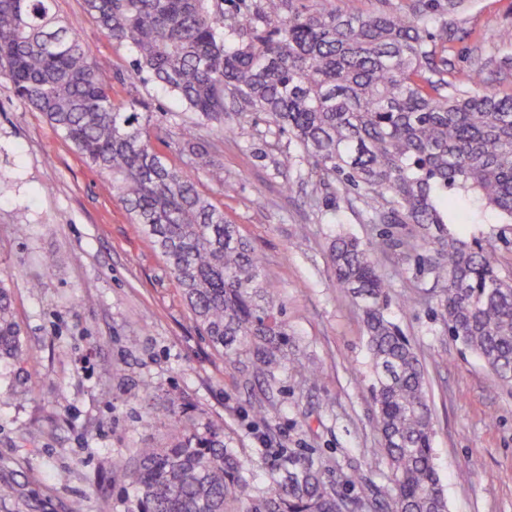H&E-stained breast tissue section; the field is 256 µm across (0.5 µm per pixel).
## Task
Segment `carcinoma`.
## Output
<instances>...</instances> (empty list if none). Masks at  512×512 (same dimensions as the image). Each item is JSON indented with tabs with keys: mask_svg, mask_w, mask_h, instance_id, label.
Wrapping results in <instances>:
<instances>
[{
	"mask_svg": "<svg viewBox=\"0 0 512 512\" xmlns=\"http://www.w3.org/2000/svg\"><path fill=\"white\" fill-rule=\"evenodd\" d=\"M84 0L89 16L195 116L232 133L261 112L297 151L285 168L307 165L384 201L395 224H412L417 262L442 284L437 309L449 335L512 383V278L494 246L444 232L448 191L471 200L468 223L494 211L512 224V94L433 81L430 27L422 10L355 13L329 0ZM54 0H0V89L45 115L104 176L137 232L164 257L192 315L225 358L273 387L282 373H312L289 349L279 304L261 284L258 257L237 225L196 187L213 165L192 129L181 133L186 167L152 147L153 113L136 96L112 98L109 66L53 12ZM392 246L339 234L330 258L336 285L359 298L372 362L376 428L394 495L362 500L349 476L331 484L290 453L272 464L268 489L183 398H170L166 448H139L112 479L134 488L138 512H448L433 463L425 368L387 317L389 285L374 260ZM20 329L0 282V359L21 360Z\"/></svg>",
	"mask_w": 512,
	"mask_h": 512,
	"instance_id": "carcinoma-1",
	"label": "carcinoma"
}]
</instances>
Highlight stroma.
<instances>
[{
	"instance_id": "obj_1",
	"label": "stroma",
	"mask_w": 512,
	"mask_h": 512,
	"mask_svg": "<svg viewBox=\"0 0 512 512\" xmlns=\"http://www.w3.org/2000/svg\"><path fill=\"white\" fill-rule=\"evenodd\" d=\"M363 13L429 7L447 21L434 42L436 77L466 84L482 70L485 87L512 93V0H335ZM55 12L97 57L112 65V95L150 103L151 143L174 166L186 156L180 127L192 114L148 74L133 49L113 42L83 0H55ZM215 164L198 191L256 249L262 286L283 306L297 354L316 375L283 373L274 394L262 378L216 350L193 319L150 240L41 113L0 90V281L11 294L23 363L0 361V483L14 494L0 512H137L131 490L112 484L118 460L138 448L169 446L168 399L181 396L224 440L265 490L283 451L313 461L332 482L352 474L350 492H392L380 450L371 360L358 299L333 277L330 243L340 233L367 242L387 230L362 196L308 167L283 169L294 151L286 134L247 114L233 134L201 131ZM462 239L497 247L512 275V224H451ZM414 226L402 235L412 240ZM405 243L377 252L390 281L387 315L425 366L435 420L433 461L448 512H512V385L449 335L436 311L439 288ZM264 401L267 410L252 407ZM68 471L67 482L55 479Z\"/></svg>"
}]
</instances>
